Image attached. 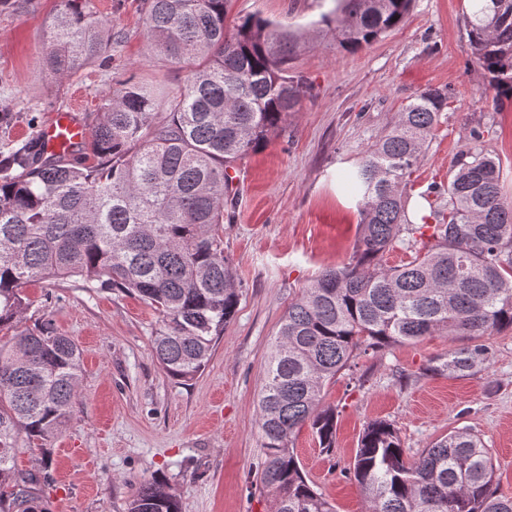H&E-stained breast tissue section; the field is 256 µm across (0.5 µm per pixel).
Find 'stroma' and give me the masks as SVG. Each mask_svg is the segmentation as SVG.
<instances>
[{
  "instance_id": "1",
  "label": "stroma",
  "mask_w": 512,
  "mask_h": 512,
  "mask_svg": "<svg viewBox=\"0 0 512 512\" xmlns=\"http://www.w3.org/2000/svg\"><path fill=\"white\" fill-rule=\"evenodd\" d=\"M90 3L117 37L106 60L60 85L40 62L54 0H16L0 12L1 151L37 136L59 110L75 109L92 128L102 97L120 81L156 82L169 93L183 87L185 72L149 46L141 0ZM335 7V0L229 2L227 23L249 15L276 23L270 49L287 54L308 91L285 130L235 166L239 196L224 213V253L240 301L201 374L182 383L161 369L151 348L160 315L136 294L75 280L27 285L32 310L71 337L82 357L75 415L49 444L50 512H127L134 488L151 477L179 493L182 512H272L256 483L271 341L289 303L321 271L351 262L359 215L336 179L420 91L442 88L448 105L411 177L410 201L447 187L476 132L500 159L503 194L512 200V99L497 101L470 59L468 0H413L404 25L356 51L340 48L322 20ZM478 342L489 363L457 377L438 371L450 351ZM321 405L336 413L333 453H322L306 426L293 446L336 512H365L350 468L375 420L391 422L412 456L451 431H470L491 454L499 494L512 496L510 330L479 341L433 335L360 354L325 386Z\"/></svg>"
}]
</instances>
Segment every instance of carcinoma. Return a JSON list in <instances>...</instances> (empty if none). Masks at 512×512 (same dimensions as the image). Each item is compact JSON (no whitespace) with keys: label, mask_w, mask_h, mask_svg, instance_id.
Segmentation results:
<instances>
[{"label":"carcinoma","mask_w":512,"mask_h":512,"mask_svg":"<svg viewBox=\"0 0 512 512\" xmlns=\"http://www.w3.org/2000/svg\"><path fill=\"white\" fill-rule=\"evenodd\" d=\"M229 0H144L147 38L186 72L172 96L125 81L103 98L91 137L70 155L39 138L0 154V512H50L41 495L51 455L80 395L73 339L43 321L21 328L35 280L77 278L89 288L136 293L161 315L151 339L163 371L183 382L206 367L239 292L224 255L229 170L266 147L302 98L288 57L268 50L272 21L226 25ZM412 0H339L336 41L369 46L401 26ZM471 56L499 95L512 98V0H473ZM112 45V28L89 0H58L42 33L43 64L62 83ZM421 91L340 179L358 199L352 261L321 273L288 305L267 358L259 397L262 459L257 480L274 512H335L308 482L291 447L309 425L319 447L336 445V413L320 407L325 384L358 355L424 336H493L512 329V202L502 168L481 136L457 156L448 207L430 203L409 219L407 186L447 107ZM426 239L401 266L383 258L403 235ZM484 349L448 354L441 370L463 375ZM43 449L42 470L16 468L18 448ZM352 474L365 512H512L494 488L488 449L452 431L416 457L393 424L369 423ZM127 512H182L169 483L152 477Z\"/></svg>","instance_id":"obj_1"}]
</instances>
